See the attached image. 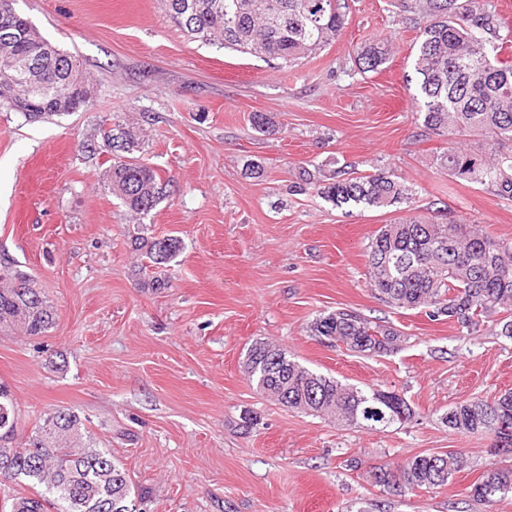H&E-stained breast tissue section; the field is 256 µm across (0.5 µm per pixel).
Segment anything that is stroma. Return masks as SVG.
Listing matches in <instances>:
<instances>
[{"label":"stroma","mask_w":512,"mask_h":512,"mask_svg":"<svg viewBox=\"0 0 512 512\" xmlns=\"http://www.w3.org/2000/svg\"><path fill=\"white\" fill-rule=\"evenodd\" d=\"M346 2L336 40L294 64L189 41L160 0L14 2L94 88L88 110L38 122L0 101V255L57 314L41 336L0 330V384L17 441L49 413L78 414L126 469L139 512H512V495L471 497L485 467L511 468L512 455L440 420L512 390V338L378 300L366 247L396 211L291 190L303 168L387 169L415 188L414 215L512 242V200L449 177L447 139L423 127L416 21L394 0ZM374 36L390 55L365 73L355 48ZM255 112L276 132H257ZM102 124L130 130L168 179L148 215L113 196L108 154L88 152ZM252 161L263 178L245 177ZM169 234L181 252L152 266L137 238ZM339 308L390 323L400 348L367 357L312 336V320ZM258 341L342 382L397 391L414 416L379 432L270 400L242 368ZM448 449L463 463L447 486L391 496L366 479L369 467Z\"/></svg>","instance_id":"1"}]
</instances>
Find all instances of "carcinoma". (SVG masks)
<instances>
[{"label":"carcinoma","instance_id":"cac0c4a2","mask_svg":"<svg viewBox=\"0 0 512 512\" xmlns=\"http://www.w3.org/2000/svg\"><path fill=\"white\" fill-rule=\"evenodd\" d=\"M170 21L190 40L280 60L306 58L331 43L345 24L341 0H162ZM399 11L424 20L413 68L423 97V124L448 137L441 166L448 176L476 184L512 200V62L499 58L512 42L487 0H397ZM8 53L32 70L23 80L0 62V83L14 86L12 106L27 121L51 120L86 108L74 98L73 79L86 83L76 56L50 44L19 13L0 15V57ZM362 70L377 72L388 59V42L371 38L357 48ZM101 150L119 152L109 169L112 194L135 215L150 213L166 198L168 181L135 156L137 139L115 125L100 126ZM298 189L336 206L399 208L412 202L413 189L392 171L377 169L345 177L337 171L319 177L305 171ZM151 263L164 266L182 250L173 235L144 242ZM369 285L376 297L396 308L429 310L468 331L485 322L512 338V244L497 241L477 224L406 216L383 224L367 247ZM56 311L30 274L0 260V325L26 336L53 327ZM313 335L332 346L366 356L397 349L401 334L350 309L314 319ZM244 367L256 389L280 404L327 416L350 428L385 431V415L370 411L375 388L362 389L310 370L267 342L254 343ZM387 412L414 416L404 396L392 392ZM508 431H493L492 421ZM448 429L494 438L495 448L512 449V391L487 401L458 403L442 415ZM15 406L0 387V512H136L134 487L112 454L87 442L83 422L58 410L27 436L14 437ZM462 463L459 452L422 453L400 465L367 471L368 481L391 495L428 491L448 484ZM26 483L30 496L12 494ZM512 493V469L490 467L473 485L476 502L491 503Z\"/></svg>","mask_w":512,"mask_h":512}]
</instances>
